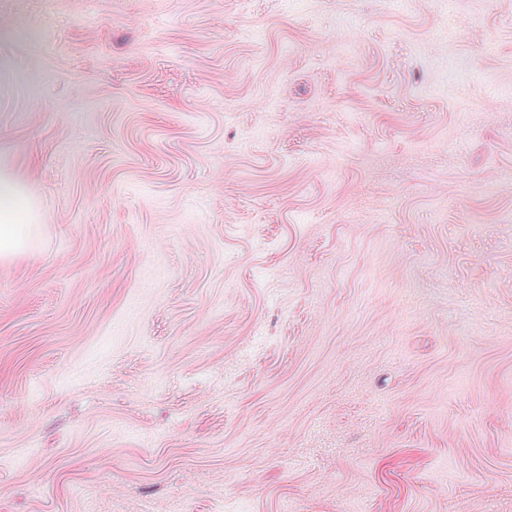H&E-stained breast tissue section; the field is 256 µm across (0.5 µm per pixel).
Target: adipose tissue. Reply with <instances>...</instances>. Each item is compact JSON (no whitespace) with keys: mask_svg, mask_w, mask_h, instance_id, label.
Masks as SVG:
<instances>
[{"mask_svg":"<svg viewBox=\"0 0 512 512\" xmlns=\"http://www.w3.org/2000/svg\"><path fill=\"white\" fill-rule=\"evenodd\" d=\"M41 216L28 197L22 179L0 166V261L32 249L40 231Z\"/></svg>","mask_w":512,"mask_h":512,"instance_id":"adipose-tissue-1","label":"adipose tissue"}]
</instances>
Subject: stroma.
Listing matches in <instances>:
<instances>
[{"instance_id": "1", "label": "stroma", "mask_w": 512, "mask_h": 512, "mask_svg": "<svg viewBox=\"0 0 512 512\" xmlns=\"http://www.w3.org/2000/svg\"><path fill=\"white\" fill-rule=\"evenodd\" d=\"M0 512H512V0H0ZM41 216L28 197L22 179L0 166V261L32 249L40 231Z\"/></svg>"}]
</instances>
